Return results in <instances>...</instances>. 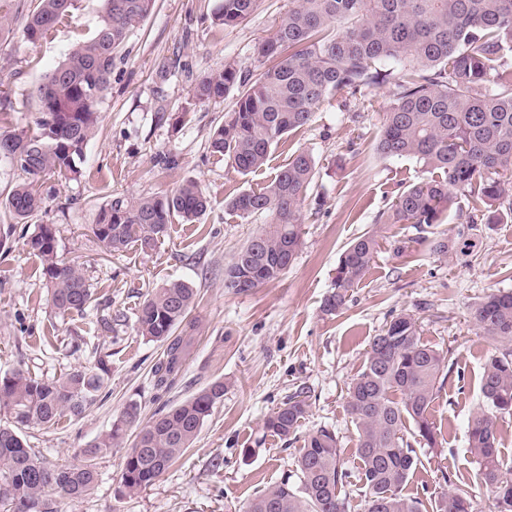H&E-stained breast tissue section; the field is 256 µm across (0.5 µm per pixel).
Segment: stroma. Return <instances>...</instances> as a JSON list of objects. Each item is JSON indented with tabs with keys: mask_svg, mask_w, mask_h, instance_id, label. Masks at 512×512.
<instances>
[{
	"mask_svg": "<svg viewBox=\"0 0 512 512\" xmlns=\"http://www.w3.org/2000/svg\"><path fill=\"white\" fill-rule=\"evenodd\" d=\"M35 0H0V129L35 128L36 89L61 63L82 33L98 21L101 0H77L67 20L47 38L23 36ZM217 0H156L112 67V85L98 105L101 123L80 163L79 180L45 177L41 211L17 225L0 248V375L22 369L54 378L94 365L97 351L111 352L110 373L96 401L76 419L48 430H28V445L49 464H70L130 403L141 421L210 384H224L191 448L156 482L124 493L120 475L135 433L95 460L98 483L86 499L62 512H242L285 476L295 475L305 437L334 429L345 456L357 431L345 409L349 384L368 344L392 316L414 315L424 343L447 350L453 367L432 404L442 431L437 448H418L421 463L405 492L436 500L449 488L476 492L477 512H488L477 492L479 466L468 451V420L482 402L483 367L498 345L479 335L468 308L496 289L512 290V223H486L466 197L429 227L390 224L395 198L425 172L409 158L377 151L391 86L327 98L313 120L275 148L268 165L242 176L210 153L214 128L241 92L201 102L197 79L233 63L256 79L266 64L257 53L276 31L292 0H258L254 13L231 27L211 24ZM312 154L316 176L301 208L302 247L285 274L249 294L224 285V268L266 219L232 217L225 201L270 181L297 150ZM174 163L161 168L159 158ZM196 181L210 205L196 223L169 225L155 247L132 243L108 252L90 231L113 201L160 196ZM40 224L54 225L59 255L80 266L94 292L84 315L59 319L49 302L42 265L26 245ZM376 232L381 249L343 310H323L344 248ZM475 238L474 252L443 258L434 239ZM199 291L195 327L182 367L170 387H157L153 366L165 344L139 336L136 316L147 293L171 280ZM82 349L72 352V337ZM309 393L308 413L295 438L263 430L265 415L297 389Z\"/></svg>",
	"mask_w": 512,
	"mask_h": 512,
	"instance_id": "stroma-1",
	"label": "stroma"
}]
</instances>
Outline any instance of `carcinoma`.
Wrapping results in <instances>:
<instances>
[{
	"label": "carcinoma",
	"mask_w": 512,
	"mask_h": 512,
	"mask_svg": "<svg viewBox=\"0 0 512 512\" xmlns=\"http://www.w3.org/2000/svg\"><path fill=\"white\" fill-rule=\"evenodd\" d=\"M76 0H37L24 36L36 42L62 24ZM155 0H101L96 28L44 76L37 88L41 117L32 132L0 134V155L26 176L5 200L17 222L42 208V177L80 175L76 160L95 135L96 106L112 80L115 53L149 16ZM257 0H220L216 24L234 26L256 9ZM512 0H295L258 55L268 63L244 89L233 111L213 132L210 153L242 175L262 169L272 147L308 125L328 97L380 84L393 85L392 101L377 143L389 158H413L428 173L401 193L389 223L428 227L460 196L470 197L486 223L512 221ZM393 61L396 70L379 63ZM241 76L232 64L198 80L195 97L217 101ZM316 170L313 156L295 151L266 185L239 192L226 213L246 219L269 217L224 268V287L249 294L281 278L301 246V205ZM209 199L189 180L173 193L117 200L91 232L106 249L131 243L150 249L174 221L196 222ZM26 245L38 256L61 319L82 314L93 292L81 269L57 251L56 229L40 224ZM377 235L355 238L339 257L332 291L323 310L334 313L367 274L377 254ZM198 292L186 281L155 288L137 315V332L167 344L166 359L154 368L156 385H168L180 369L184 338ZM470 318L479 333L500 345L484 366L483 402L468 421V448L479 465L491 512H512V459L502 456L498 423L512 415V291L497 290L475 302ZM99 354L90 370L43 378L22 370L0 376V512H59L62 499L78 501L94 489L98 474L84 463L107 453L137 421L131 405L106 434L82 449V459L55 467L27 446L24 435L61 419L78 418L96 401L108 375ZM451 371L448 352L422 341L410 314L393 317L374 336L361 370L347 389L346 411L358 437L353 456L364 512H427L418 497L403 494L421 464L414 448H436L440 432L431 404ZM224 396L215 382L170 407L139 429L127 453L121 486L135 493L154 483L191 447L206 418ZM307 395L296 392L269 412L263 429L280 438L294 434L308 413ZM299 485L286 478L252 499L244 512H348L342 488L348 469L335 431L320 427L304 440L297 459ZM435 512H475L473 495L450 491Z\"/></svg>",
	"instance_id": "carcinoma-1"
}]
</instances>
